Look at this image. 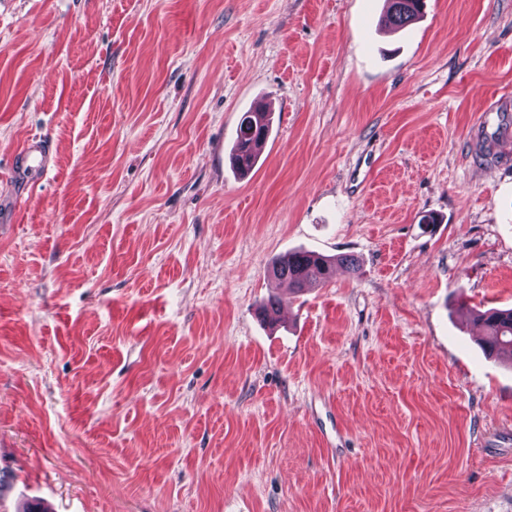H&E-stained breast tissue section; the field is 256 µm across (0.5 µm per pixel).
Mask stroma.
<instances>
[{"instance_id": "1", "label": "stroma", "mask_w": 512, "mask_h": 512, "mask_svg": "<svg viewBox=\"0 0 512 512\" xmlns=\"http://www.w3.org/2000/svg\"><path fill=\"white\" fill-rule=\"evenodd\" d=\"M386 9L0 0V512H512L471 316L512 308V156L477 158L512 0ZM297 250L359 269L295 294ZM388 7L384 17L387 26L406 28L423 12L425 0H387ZM270 121L267 112H246L237 131L231 160L238 171L251 170L261 155L269 137ZM52 161L51 150L45 140H26L11 160L13 170H30L43 175Z\"/></svg>"}]
</instances>
